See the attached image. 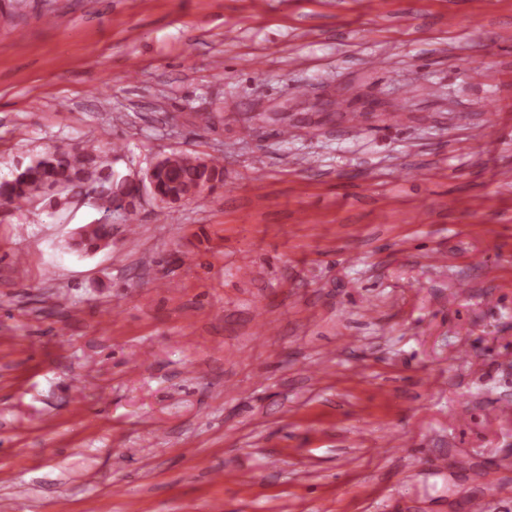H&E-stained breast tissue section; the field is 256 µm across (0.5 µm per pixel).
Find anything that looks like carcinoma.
<instances>
[{
  "mask_svg": "<svg viewBox=\"0 0 512 512\" xmlns=\"http://www.w3.org/2000/svg\"><path fill=\"white\" fill-rule=\"evenodd\" d=\"M124 148L106 150L97 142L54 146L0 181V205L23 210L35 203L58 212L76 197L95 193L97 209L110 215L122 212L125 223H133L139 189L116 167ZM224 168L215 159L173 151L163 157L153 172L159 201L176 204L201 197L223 181ZM112 238V223L84 224L69 246L76 251H95Z\"/></svg>",
  "mask_w": 512,
  "mask_h": 512,
  "instance_id": "obj_1",
  "label": "carcinoma"
}]
</instances>
